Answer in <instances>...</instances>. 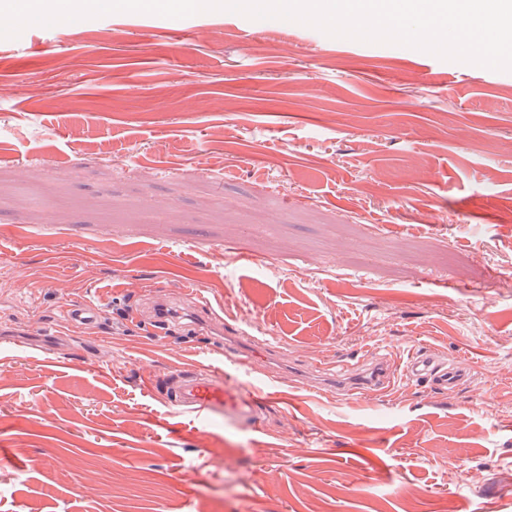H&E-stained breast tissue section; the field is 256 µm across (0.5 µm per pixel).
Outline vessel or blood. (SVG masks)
I'll list each match as a JSON object with an SVG mask.
<instances>
[{"label":"vessel or blood","mask_w":512,"mask_h":512,"mask_svg":"<svg viewBox=\"0 0 512 512\" xmlns=\"http://www.w3.org/2000/svg\"><path fill=\"white\" fill-rule=\"evenodd\" d=\"M244 364V358L231 356L224 349H196L192 364L165 373L164 402L170 412L195 417L203 425L217 415L250 422L258 405L269 400L270 392L259 382L230 383L229 368ZM405 370L410 376L429 382L443 395L456 389L464 380L457 369L441 364L426 350L413 351L405 362ZM389 385L385 365L380 360L372 363L370 371L349 374L347 383L355 401Z\"/></svg>","instance_id":"1"}]
</instances>
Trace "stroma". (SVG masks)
I'll list each match as a JSON object with an SVG mask.
<instances>
[{"label":"stroma","instance_id":"stroma-1","mask_svg":"<svg viewBox=\"0 0 512 512\" xmlns=\"http://www.w3.org/2000/svg\"><path fill=\"white\" fill-rule=\"evenodd\" d=\"M511 270L512 72L225 11L0 39V512H512ZM187 283L274 336L260 423L150 392L208 339L141 292ZM375 355V400L300 383ZM405 371L412 377L425 380L439 394H447L456 389L464 380V375L451 365L441 364L427 350L413 351L405 362Z\"/></svg>","mask_w":512,"mask_h":512}]
</instances>
